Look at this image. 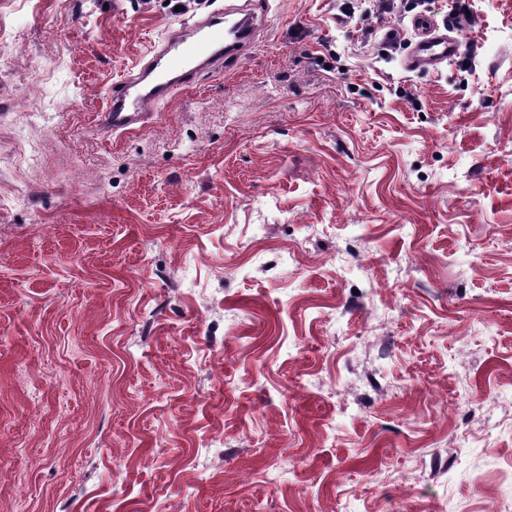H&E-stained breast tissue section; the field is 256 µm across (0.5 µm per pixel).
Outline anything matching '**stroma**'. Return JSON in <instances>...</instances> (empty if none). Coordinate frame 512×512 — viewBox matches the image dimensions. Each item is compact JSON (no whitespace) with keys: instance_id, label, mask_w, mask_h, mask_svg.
<instances>
[{"instance_id":"stroma-1","label":"stroma","mask_w":512,"mask_h":512,"mask_svg":"<svg viewBox=\"0 0 512 512\" xmlns=\"http://www.w3.org/2000/svg\"><path fill=\"white\" fill-rule=\"evenodd\" d=\"M353 3L0 0V512H512V0ZM223 15L171 31L136 61L108 97L99 119L105 133L140 129L157 103L187 86L202 73L224 67L225 56L240 53L256 39L251 14L229 22ZM412 26L418 39L406 57V67L410 70L434 68L461 55L463 42L446 33H440L436 23L426 16H416Z\"/></svg>"}]
</instances>
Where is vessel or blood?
I'll list each match as a JSON object with an SVG mask.
<instances>
[{"mask_svg": "<svg viewBox=\"0 0 512 512\" xmlns=\"http://www.w3.org/2000/svg\"><path fill=\"white\" fill-rule=\"evenodd\" d=\"M418 38L407 58L410 70L434 68L460 56L462 41L441 33L428 17L412 20ZM256 39L252 16L231 22L222 16L172 31L136 61L110 93L101 113L103 132L140 129L149 123L157 103L187 86L197 75L222 70L226 56L249 48Z\"/></svg>", "mask_w": 512, "mask_h": 512, "instance_id": "vessel-or-blood-1", "label": "vessel or blood"}]
</instances>
